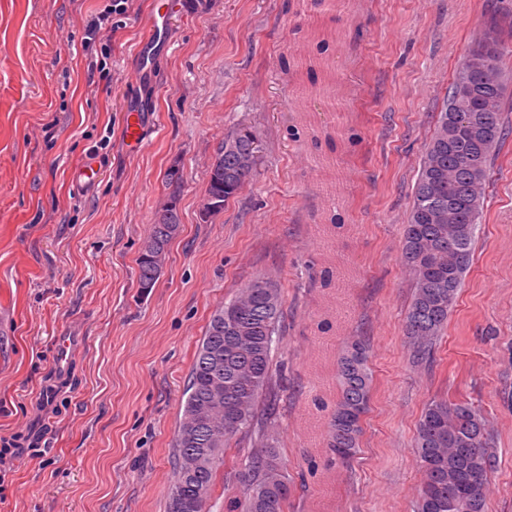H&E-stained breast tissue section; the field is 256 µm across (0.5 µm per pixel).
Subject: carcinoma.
I'll return each instance as SVG.
<instances>
[{
	"instance_id": "carcinoma-1",
	"label": "carcinoma",
	"mask_w": 512,
	"mask_h": 512,
	"mask_svg": "<svg viewBox=\"0 0 512 512\" xmlns=\"http://www.w3.org/2000/svg\"><path fill=\"white\" fill-rule=\"evenodd\" d=\"M512 52V37L501 19L486 12L482 30L461 63L438 114L435 131L420 160L412 203L404 225L401 254L412 275V299L405 316L412 362L433 356L448 325V315L474 257L485 187L512 128L503 117L512 75L499 65ZM259 146L248 128L224 136L209 169L202 221L215 214L214 202L235 197L256 173ZM167 202L137 258L139 287L158 280L169 243L181 226L179 170H168ZM283 297L268 278L256 277L234 290L211 314L191 366L183 417L174 436L175 475L167 512L176 497L186 501L199 486L212 498L217 475L227 465V443L238 435L254 451L233 466L241 497L225 502L226 512H288L291 486L278 446L277 415L282 379L274 369L280 343ZM224 384L222 404H211L209 379ZM336 393L318 395L312 404L325 424L326 450L306 452L311 472L327 476L359 453L373 389L371 349L364 336L344 342L334 369ZM414 448L423 482L413 512H484L494 468L492 435L486 419L469 403L436 398L416 428Z\"/></svg>"
}]
</instances>
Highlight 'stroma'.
<instances>
[{
    "label": "stroma",
    "instance_id": "obj_1",
    "mask_svg": "<svg viewBox=\"0 0 512 512\" xmlns=\"http://www.w3.org/2000/svg\"><path fill=\"white\" fill-rule=\"evenodd\" d=\"M110 0H0V437L32 440L0 460V512H166L173 440L212 312L257 276L284 295L278 431L293 512H412L416 427L436 397L470 402L497 446L485 512H512V138L486 188L472 267L431 361L413 365L401 259L419 159L482 15L512 0H347L323 20L335 43L333 95L298 106L280 70L306 54L299 0H187L156 68L146 141L123 135L132 57L152 10L133 0L112 35L110 72L89 80L83 25ZM354 128L361 141L322 162L290 129ZM51 131H44V124ZM249 127L256 176L201 223L207 168L226 133ZM96 162L97 185L71 184ZM179 163L181 233L153 288L136 260ZM336 207L345 225L325 227ZM334 265V287L319 275ZM335 327L322 333L319 323ZM369 336L374 388L361 452L332 480L308 473L319 438L309 390L330 381L343 338ZM73 348L61 360L60 337ZM61 368L50 431L35 401Z\"/></svg>",
    "mask_w": 512,
    "mask_h": 512
}]
</instances>
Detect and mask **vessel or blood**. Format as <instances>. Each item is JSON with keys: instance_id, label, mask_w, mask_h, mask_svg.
I'll use <instances>...</instances> for the list:
<instances>
[{"instance_id": "obj_1", "label": "vessel or blood", "mask_w": 512, "mask_h": 512, "mask_svg": "<svg viewBox=\"0 0 512 512\" xmlns=\"http://www.w3.org/2000/svg\"><path fill=\"white\" fill-rule=\"evenodd\" d=\"M172 41L171 16L154 13L146 24V33L135 49L134 79L126 99L124 138L130 148H139L144 140L145 116L151 112L157 95L156 65Z\"/></svg>"}]
</instances>
